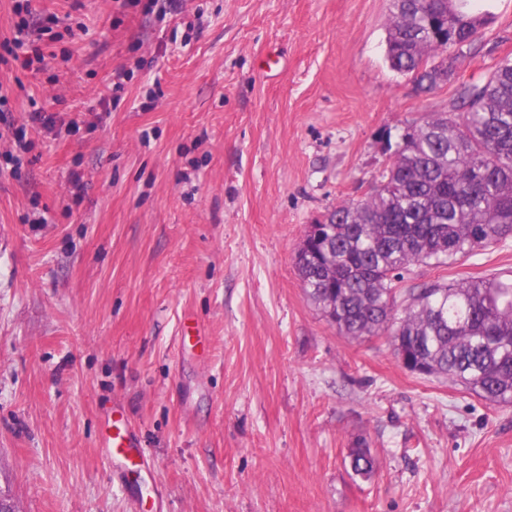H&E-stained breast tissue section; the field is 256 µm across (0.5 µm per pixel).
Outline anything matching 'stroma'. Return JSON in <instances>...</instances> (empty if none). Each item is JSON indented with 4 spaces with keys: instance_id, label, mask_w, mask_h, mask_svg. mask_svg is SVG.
Wrapping results in <instances>:
<instances>
[{
    "instance_id": "stroma-1",
    "label": "stroma",
    "mask_w": 512,
    "mask_h": 512,
    "mask_svg": "<svg viewBox=\"0 0 512 512\" xmlns=\"http://www.w3.org/2000/svg\"><path fill=\"white\" fill-rule=\"evenodd\" d=\"M478 5L480 54L421 93L385 59L391 0H30L57 38L42 70L0 68L1 498L512 512V404L408 372L389 334L342 335L295 267L307 226L365 198L408 122L512 59V0ZM35 107L65 133L27 126ZM498 273L512 239L405 282ZM116 419L142 459L100 448ZM361 441L368 479L350 466Z\"/></svg>"
}]
</instances>
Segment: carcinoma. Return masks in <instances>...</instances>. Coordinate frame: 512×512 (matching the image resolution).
<instances>
[{"instance_id": "cac0c4a2", "label": "carcinoma", "mask_w": 512, "mask_h": 512, "mask_svg": "<svg viewBox=\"0 0 512 512\" xmlns=\"http://www.w3.org/2000/svg\"><path fill=\"white\" fill-rule=\"evenodd\" d=\"M477 0H403L386 39L389 67L437 87V50L448 63L477 55L488 14ZM512 239V60L458 85L448 111L407 125L370 195L323 216L321 235L296 252L308 297L340 333L389 332L403 367L442 375L495 404L512 403V278L404 285L414 265L450 268ZM369 477L368 449L350 451Z\"/></svg>"}]
</instances>
